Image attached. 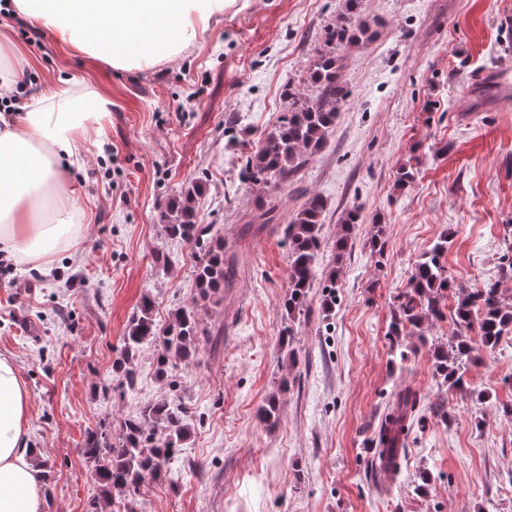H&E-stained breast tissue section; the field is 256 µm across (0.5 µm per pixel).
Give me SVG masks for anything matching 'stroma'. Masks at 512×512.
I'll return each instance as SVG.
<instances>
[{"mask_svg":"<svg viewBox=\"0 0 512 512\" xmlns=\"http://www.w3.org/2000/svg\"><path fill=\"white\" fill-rule=\"evenodd\" d=\"M344 0H226L196 46L149 70L119 71L57 46L48 32L0 13L29 61L20 99L68 78L112 102V150L88 129L74 167L78 241L40 269L0 259V353L12 356L30 397L28 440L51 471L46 512H512V336L464 369L463 388L441 385L430 346L450 319L424 323L426 343L393 337L397 296L440 240L457 287L512 278L498 258L512 233V106L467 91L472 71L512 69V0H363L370 39L338 48L350 95L326 143L293 180L260 191L238 178L306 81ZM415 172L397 184L399 167ZM201 223L224 241L233 275L216 300L197 303L206 335L179 365L178 393L193 427L163 479L103 496L82 448L106 427L117 441L140 403L166 397L156 348L136 360L135 395L112 363L144 293L156 320L196 296L199 250L169 237L166 206L194 181ZM276 204L263 223L257 199ZM328 204L307 311L283 340L288 242L306 199ZM360 221L339 272L336 305L322 286L344 213ZM381 220L384 257L365 242ZM407 361H400L399 351ZM420 402L399 474L375 467L373 440L395 391ZM278 399L267 425L259 410ZM429 483H422V476Z\"/></svg>","mask_w":512,"mask_h":512,"instance_id":"35a3bbf8","label":"stroma"}]
</instances>
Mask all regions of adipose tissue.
<instances>
[{
	"mask_svg": "<svg viewBox=\"0 0 512 512\" xmlns=\"http://www.w3.org/2000/svg\"><path fill=\"white\" fill-rule=\"evenodd\" d=\"M8 7L75 54L141 70L194 46L224 0H10ZM108 104L64 81L36 95L30 110L0 113V252L43 267L78 237L71 167L87 128L105 130ZM28 408L14 360L0 354V512H45Z\"/></svg>",
	"mask_w": 512,
	"mask_h": 512,
	"instance_id": "ef3b65f1",
	"label": "adipose tissue"
}]
</instances>
